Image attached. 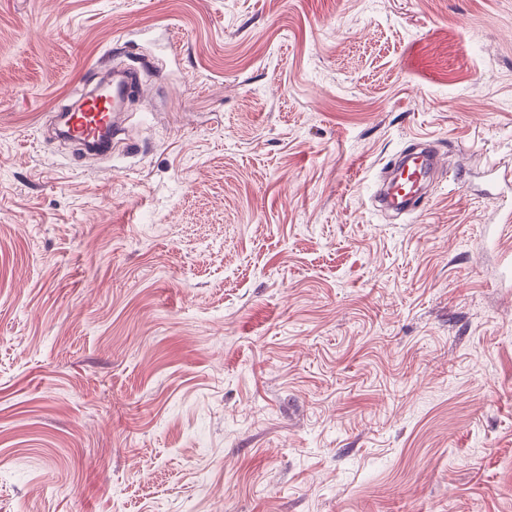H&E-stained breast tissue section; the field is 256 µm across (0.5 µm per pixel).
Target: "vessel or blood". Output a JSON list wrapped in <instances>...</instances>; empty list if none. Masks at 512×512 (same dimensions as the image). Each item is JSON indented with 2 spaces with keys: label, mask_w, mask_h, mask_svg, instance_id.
Here are the masks:
<instances>
[{
  "label": "vessel or blood",
  "mask_w": 512,
  "mask_h": 512,
  "mask_svg": "<svg viewBox=\"0 0 512 512\" xmlns=\"http://www.w3.org/2000/svg\"><path fill=\"white\" fill-rule=\"evenodd\" d=\"M122 82L111 92H104L94 77H86L85 88L79 93V106L67 114L66 136L79 145L97 147L99 152L112 148L111 140L117 130V109L124 95L139 90V68L133 64L120 65ZM439 164V156L429 144H413L394 161L398 180L384 184L378 202L382 208L409 211L424 200V185L429 173Z\"/></svg>",
  "instance_id": "obj_1"
}]
</instances>
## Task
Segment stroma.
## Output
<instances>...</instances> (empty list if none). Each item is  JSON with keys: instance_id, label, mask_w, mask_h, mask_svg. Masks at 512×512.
Masks as SVG:
<instances>
[{"instance_id": "35a3bbf8", "label": "stroma", "mask_w": 512, "mask_h": 512, "mask_svg": "<svg viewBox=\"0 0 512 512\" xmlns=\"http://www.w3.org/2000/svg\"><path fill=\"white\" fill-rule=\"evenodd\" d=\"M111 48L143 87L78 161L48 120ZM490 166L512 0H0V512H512ZM431 144H411L393 162L398 181L385 183L377 199L380 207L393 211H412L423 202L428 174L439 164Z\"/></svg>"}]
</instances>
